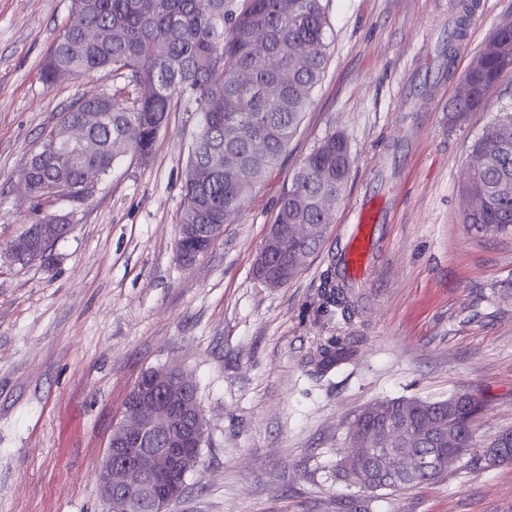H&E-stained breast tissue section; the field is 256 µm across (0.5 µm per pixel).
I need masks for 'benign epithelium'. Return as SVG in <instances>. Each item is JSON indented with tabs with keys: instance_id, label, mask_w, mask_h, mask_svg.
Segmentation results:
<instances>
[{
	"instance_id": "benign-epithelium-1",
	"label": "benign epithelium",
	"mask_w": 512,
	"mask_h": 512,
	"mask_svg": "<svg viewBox=\"0 0 512 512\" xmlns=\"http://www.w3.org/2000/svg\"><path fill=\"white\" fill-rule=\"evenodd\" d=\"M280 244L278 227L269 228L256 266L264 267ZM5 254L13 261L47 257L27 233ZM206 430L205 414L181 367L145 374L128 392L105 456L93 471L100 497L114 512H132L135 496L146 492L154 512H169L185 490L187 474L199 465Z\"/></svg>"
}]
</instances>
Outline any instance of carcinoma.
Wrapping results in <instances>:
<instances>
[{
    "instance_id": "1",
    "label": "carcinoma",
    "mask_w": 512,
    "mask_h": 512,
    "mask_svg": "<svg viewBox=\"0 0 512 512\" xmlns=\"http://www.w3.org/2000/svg\"><path fill=\"white\" fill-rule=\"evenodd\" d=\"M73 11L41 68L47 86L110 71L128 86L148 94L130 107H115L107 94L78 95L60 113L43 148L27 169L29 217L27 232L48 247L62 240L69 215L47 212L57 202L75 203L85 173L107 175L122 157L149 161L169 113L181 106L198 115L184 178L180 223H224V211H239L253 190L277 165L296 133L312 92L328 62V27L324 0H73ZM110 36L90 41L88 30ZM468 68V98L457 100L456 112L481 108L490 90L512 66V25H504L486 41ZM107 114L104 123L88 128L87 150L69 140L68 129L86 123L90 113ZM239 136L224 141V128ZM263 152L265 165L254 163ZM233 156L236 174L224 173V159ZM350 152L342 135H326L303 159L291 186L279 201L274 223L281 225L284 249L272 256L268 273L291 280L319 248L324 231L297 238V224H329L350 174ZM472 174L463 187L469 201L465 221L480 233L512 234V113L494 119L473 145ZM326 303L351 306V288L339 266L331 270ZM319 366L328 369L349 353L328 346ZM482 400L467 392L462 399L395 398L363 409L352 425L353 446L362 449L342 477L360 486L375 481L397 491L437 479L448 469V447L437 444V424L455 432L456 452L477 464L512 462V454L494 458L492 443L476 438ZM405 421L408 441L386 432ZM406 448L428 455L438 465L428 471L398 470L396 456Z\"/></svg>"
}]
</instances>
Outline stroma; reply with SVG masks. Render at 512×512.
<instances>
[{
	"label": "stroma",
	"instance_id": "1",
	"mask_svg": "<svg viewBox=\"0 0 512 512\" xmlns=\"http://www.w3.org/2000/svg\"><path fill=\"white\" fill-rule=\"evenodd\" d=\"M442 86L409 84L448 39L459 0H330L329 60L277 167L195 264L176 243L195 113H170L150 162L133 156L73 211L51 261H0V512H106L93 470L125 397L152 368L181 366L208 428L174 512H512V462L462 458L439 478L371 492L341 479L354 417L397 397L477 392V438L512 429V236L464 221L471 147L512 112V69L485 105L453 117L462 77L512 0H468ZM72 0H0V248L22 236L26 157L83 92L130 102L101 72L46 87L40 68ZM351 169L319 250L287 286L254 264L278 201L326 134ZM385 174L398 189L370 275L349 309L325 304L349 207ZM350 349L319 372L329 341Z\"/></svg>",
	"mask_w": 512,
	"mask_h": 512
}]
</instances>
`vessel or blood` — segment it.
<instances>
[{"label": "vessel or blood", "mask_w": 512, "mask_h": 512, "mask_svg": "<svg viewBox=\"0 0 512 512\" xmlns=\"http://www.w3.org/2000/svg\"><path fill=\"white\" fill-rule=\"evenodd\" d=\"M390 221V212L369 199L360 200L348 211L349 230L343 238L340 256L341 269L349 280L356 282L363 277L372 259L379 227Z\"/></svg>", "instance_id": "1"}]
</instances>
